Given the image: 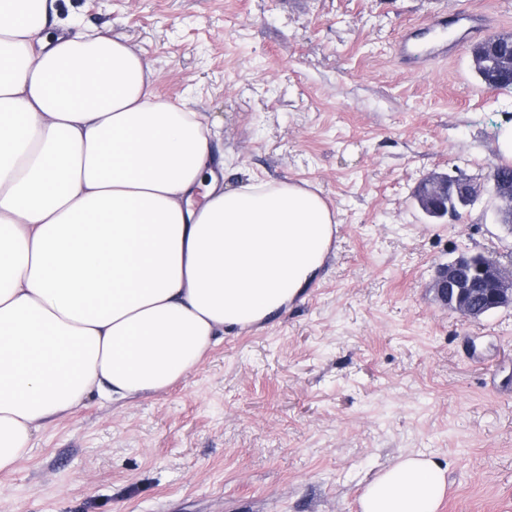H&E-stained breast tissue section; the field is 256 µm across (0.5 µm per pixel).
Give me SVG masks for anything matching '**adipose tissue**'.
<instances>
[{
  "label": "adipose tissue",
  "instance_id": "ef3b65f1",
  "mask_svg": "<svg viewBox=\"0 0 512 512\" xmlns=\"http://www.w3.org/2000/svg\"><path fill=\"white\" fill-rule=\"evenodd\" d=\"M0 0V472L92 393L158 392L225 329L315 281L332 213L283 182L228 190L204 115L159 99L126 43ZM445 471L399 456L360 512H438Z\"/></svg>",
  "mask_w": 512,
  "mask_h": 512
}]
</instances>
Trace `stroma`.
Listing matches in <instances>:
<instances>
[{
  "instance_id": "1",
  "label": "stroma",
  "mask_w": 512,
  "mask_h": 512,
  "mask_svg": "<svg viewBox=\"0 0 512 512\" xmlns=\"http://www.w3.org/2000/svg\"><path fill=\"white\" fill-rule=\"evenodd\" d=\"M124 40L166 101L203 113L224 186L288 181L341 227L314 284L269 321L226 332L172 387L89 395L0 473V512H359L373 477L420 452L446 470L438 512H512V307L480 319L436 301L462 251L512 264L484 195L429 222L433 175L491 183L512 90L471 53L400 65L397 35L432 12L512 0H58Z\"/></svg>"
}]
</instances>
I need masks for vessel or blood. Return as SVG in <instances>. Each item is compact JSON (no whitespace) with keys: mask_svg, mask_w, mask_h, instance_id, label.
<instances>
[{"mask_svg":"<svg viewBox=\"0 0 512 512\" xmlns=\"http://www.w3.org/2000/svg\"><path fill=\"white\" fill-rule=\"evenodd\" d=\"M487 20L486 13L481 11H471L452 20L443 14H432L420 30L411 31L395 42V56L410 68L424 67L436 58L456 57L467 41L484 35Z\"/></svg>","mask_w":512,"mask_h":512,"instance_id":"obj_1","label":"vessel or blood"}]
</instances>
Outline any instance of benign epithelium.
Wrapping results in <instances>:
<instances>
[{
	"label": "benign epithelium",
	"instance_id": "7a95c632",
	"mask_svg": "<svg viewBox=\"0 0 512 512\" xmlns=\"http://www.w3.org/2000/svg\"><path fill=\"white\" fill-rule=\"evenodd\" d=\"M461 191L463 197L476 201L484 192V185L468 178L446 174L435 175L423 186L425 208L428 216L447 215L443 202L448 200V186ZM497 200L496 213L512 215V188L503 190L494 187ZM466 258L457 256L446 264L439 266L431 282L437 299L463 316L479 318L500 308L512 306V266L503 265L491 254H483L476 264V272L487 285V294L483 295L473 288L460 283V271Z\"/></svg>",
	"mask_w": 512,
	"mask_h": 512
}]
</instances>
